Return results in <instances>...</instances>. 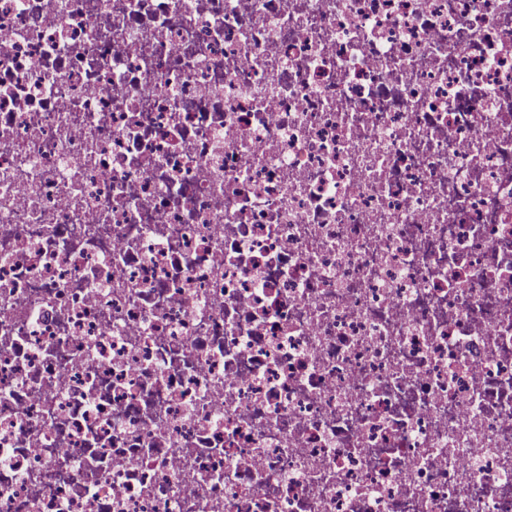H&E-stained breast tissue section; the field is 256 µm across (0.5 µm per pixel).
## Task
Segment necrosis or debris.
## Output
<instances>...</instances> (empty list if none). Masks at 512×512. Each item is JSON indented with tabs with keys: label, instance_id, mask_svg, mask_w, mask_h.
<instances>
[{
	"label": "necrosis or debris",
	"instance_id": "obj_1",
	"mask_svg": "<svg viewBox=\"0 0 512 512\" xmlns=\"http://www.w3.org/2000/svg\"><path fill=\"white\" fill-rule=\"evenodd\" d=\"M0 512H512V0H0Z\"/></svg>",
	"mask_w": 512,
	"mask_h": 512
}]
</instances>
